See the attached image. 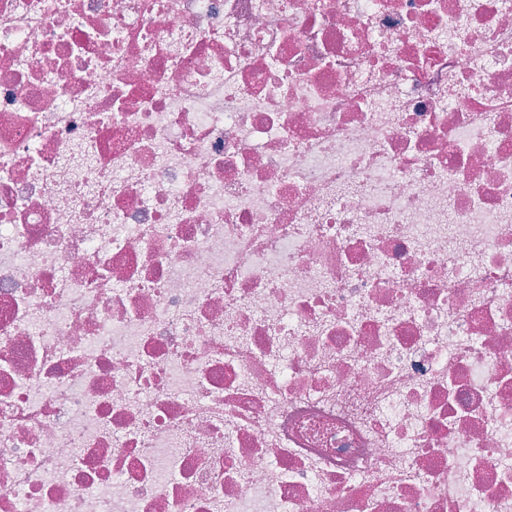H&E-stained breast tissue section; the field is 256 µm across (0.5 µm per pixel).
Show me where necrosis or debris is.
I'll return each instance as SVG.
<instances>
[{
    "instance_id": "obj_1",
    "label": "necrosis or debris",
    "mask_w": 512,
    "mask_h": 512,
    "mask_svg": "<svg viewBox=\"0 0 512 512\" xmlns=\"http://www.w3.org/2000/svg\"><path fill=\"white\" fill-rule=\"evenodd\" d=\"M0 512H512V0H0Z\"/></svg>"
}]
</instances>
